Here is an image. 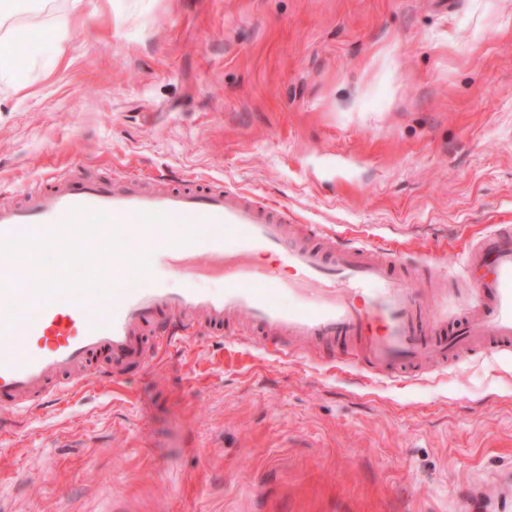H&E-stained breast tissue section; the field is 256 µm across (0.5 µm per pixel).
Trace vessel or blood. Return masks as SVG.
Listing matches in <instances>:
<instances>
[{"mask_svg": "<svg viewBox=\"0 0 512 512\" xmlns=\"http://www.w3.org/2000/svg\"><path fill=\"white\" fill-rule=\"evenodd\" d=\"M136 224L133 246L118 250ZM276 257L278 269L256 264ZM400 251L377 254L322 225L298 236L286 207L222 188L148 189L135 176L97 180L70 167L45 189L0 205V407L31 413L93 380L84 366L106 355L120 381L148 361L146 328L171 314L186 338L198 323L222 333L248 315L261 345L296 359L305 341L336 344L373 374L395 378L446 366L463 350L512 353V236L491 227L463 253L476 290L462 317L424 314ZM185 282L170 291L167 274ZM223 279L217 291L193 282Z\"/></svg>", "mask_w": 512, "mask_h": 512, "instance_id": "b4317fda", "label": "vessel or blood"}]
</instances>
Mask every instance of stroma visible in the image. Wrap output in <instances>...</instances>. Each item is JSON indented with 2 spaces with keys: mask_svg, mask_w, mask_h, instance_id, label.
Returning a JSON list of instances; mask_svg holds the SVG:
<instances>
[{
  "mask_svg": "<svg viewBox=\"0 0 512 512\" xmlns=\"http://www.w3.org/2000/svg\"><path fill=\"white\" fill-rule=\"evenodd\" d=\"M65 53L0 84V197L88 176L223 184L381 251L512 225V0H54ZM288 363L240 323L123 382L0 408V512H497L512 357L381 383L330 344Z\"/></svg>",
  "mask_w": 512,
  "mask_h": 512,
  "instance_id": "obj_1",
  "label": "stroma"
}]
</instances>
